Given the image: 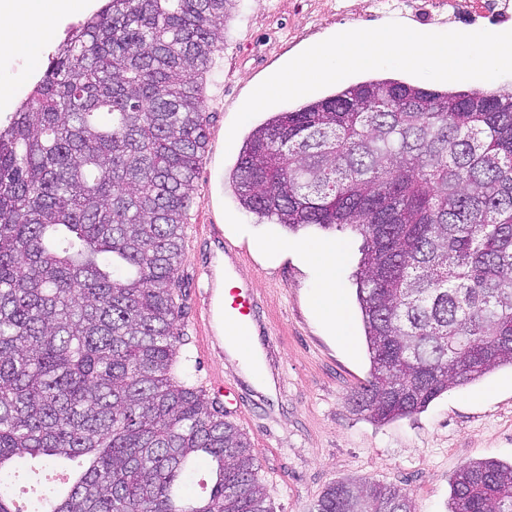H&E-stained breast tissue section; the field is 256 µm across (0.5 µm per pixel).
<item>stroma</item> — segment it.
Here are the masks:
<instances>
[{"instance_id":"35a3bbf8","label":"stroma","mask_w":512,"mask_h":512,"mask_svg":"<svg viewBox=\"0 0 512 512\" xmlns=\"http://www.w3.org/2000/svg\"><path fill=\"white\" fill-rule=\"evenodd\" d=\"M326 2L236 0L224 24V49L215 56L205 87L208 153L194 181L187 216L179 272L186 294L181 326L192 333L206 290L199 258L214 249L212 243L196 240L195 229L213 219L223 224L225 238L249 254L238 276L250 285L272 333L262 352L268 381L254 384L226 349L192 355L189 369L200 380L207 371L220 370L225 380L236 383L235 393L220 402L258 455L274 512H310L328 485L361 477L405 488L416 512H449L450 483L460 468L485 459L512 462V369L500 368L472 385L450 390L421 413L385 424L366 420L349 402L370 370L355 284L362 236L348 227H312L293 235L279 225L257 223L239 206L227 181L238 158L237 149L226 146L229 129L254 87L308 47L343 31L368 28V21L326 12ZM99 5L100 0H86L85 12L62 13L38 60L21 54L0 58V84L14 89L8 103H0L1 119L16 111L44 74L67 27ZM373 79L437 91L512 88V75L446 83L392 69L358 73L343 85ZM340 86L312 92L309 98L327 97ZM261 239L324 240L344 248L340 286L347 299L350 343L333 336L314 310L313 271L292 253L268 257L256 246Z\"/></svg>"}]
</instances>
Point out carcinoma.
Returning a JSON list of instances; mask_svg holds the SVG:
<instances>
[{
  "mask_svg": "<svg viewBox=\"0 0 512 512\" xmlns=\"http://www.w3.org/2000/svg\"><path fill=\"white\" fill-rule=\"evenodd\" d=\"M233 2L105 0L0 125V512H21L25 461L77 458L30 512H271L246 434L175 374L203 80ZM231 180L261 219L364 238L355 411L387 423L512 367V90L356 84L254 128ZM311 512L415 509L362 480ZM449 512H512V463L462 467Z\"/></svg>",
  "mask_w": 512,
  "mask_h": 512,
  "instance_id": "1",
  "label": "carcinoma"
}]
</instances>
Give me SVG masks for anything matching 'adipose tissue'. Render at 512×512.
<instances>
[{
  "instance_id": "adipose-tissue-1",
  "label": "adipose tissue",
  "mask_w": 512,
  "mask_h": 512,
  "mask_svg": "<svg viewBox=\"0 0 512 512\" xmlns=\"http://www.w3.org/2000/svg\"><path fill=\"white\" fill-rule=\"evenodd\" d=\"M20 14L37 23L38 35L24 36L18 40H0V56L21 52L29 58H39L42 44L52 32L59 14L60 3H67L69 9H79L82 0H20ZM296 252L313 268L318 280L314 295L315 305L325 314L340 340H347L345 303L339 286V272L343 253L333 242H304L297 244Z\"/></svg>"
}]
</instances>
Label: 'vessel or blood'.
I'll use <instances>...</instances> for the list:
<instances>
[{
    "label": "vessel or blood",
    "instance_id": "1",
    "mask_svg": "<svg viewBox=\"0 0 512 512\" xmlns=\"http://www.w3.org/2000/svg\"><path fill=\"white\" fill-rule=\"evenodd\" d=\"M198 231L219 248L218 253L206 257L202 267L208 289L202 296L197 346L207 353L213 347L223 346L225 340L251 334L261 321L254 298L234 283L237 270L247 257L246 251L225 238L222 225L202 224Z\"/></svg>",
    "mask_w": 512,
    "mask_h": 512
}]
</instances>
